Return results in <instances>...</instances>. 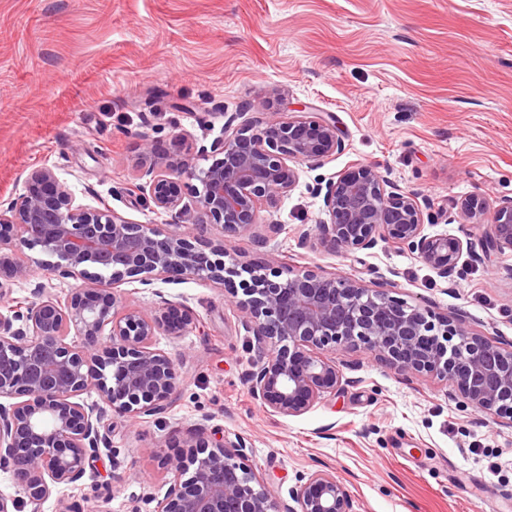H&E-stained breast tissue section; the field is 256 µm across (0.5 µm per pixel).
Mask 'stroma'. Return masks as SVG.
Instances as JSON below:
<instances>
[{"mask_svg": "<svg viewBox=\"0 0 512 512\" xmlns=\"http://www.w3.org/2000/svg\"><path fill=\"white\" fill-rule=\"evenodd\" d=\"M330 112L345 149L299 180L254 231L226 241L239 263L271 251L280 266L393 285L411 304L455 315L471 332L512 343V252L463 255L446 282L385 240L350 254L301 242L323 218L319 179L364 164L419 198L424 232L479 249L484 227L460 201L487 209L512 197V0H0V196L36 167L55 170L77 203L161 224L135 187L145 143L223 139L226 117ZM281 224L267 248L257 238ZM124 304L185 306L196 330L170 352L180 391L161 414L117 422L112 453L41 512H157L161 459L198 429L245 437L278 497L326 467L355 512H512V426L463 405L446 381L344 350V388L300 416H273L245 382L265 352L224 286L196 280L118 283Z\"/></svg>", "mask_w": 512, "mask_h": 512, "instance_id": "obj_1", "label": "stroma"}]
</instances>
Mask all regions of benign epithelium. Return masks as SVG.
<instances>
[{"label":"benign epithelium","instance_id":"benign-epithelium-1","mask_svg":"<svg viewBox=\"0 0 512 512\" xmlns=\"http://www.w3.org/2000/svg\"><path fill=\"white\" fill-rule=\"evenodd\" d=\"M232 123L212 144L220 158L207 167L190 164L188 147L161 152L145 144L149 198L169 215L163 224H136L108 208L78 204L47 166L29 172L21 194L0 200V279L33 285L32 300L0 307V470L26 497L0 495V512H18L21 503L41 512L53 489L75 486L100 449H112L107 418L136 422L163 412L178 395L179 376L156 338H180L196 327L186 308L170 303L120 312L121 296L111 289L76 288L62 301L33 282V269L15 251L38 247L56 258L51 279L81 280L94 266L114 284L135 276L143 286L159 277L225 283L224 241L203 245L187 228L213 224L225 238L251 232L261 209L296 185L290 163L320 166L344 148L329 113L265 112L253 123ZM185 177L197 181L191 205L182 203ZM313 192L326 218L301 241L314 235L326 247L354 252L384 238L442 279L456 271L462 240L424 234L415 196L375 167L324 179ZM484 211L471 195L459 214L480 224ZM507 249L512 197L498 202L482 240L485 257ZM255 266L263 276L241 282L246 298L237 308L258 343L269 346L248 375L251 395L266 412L298 416L336 394L342 375L334 353L358 348L402 372L435 374L456 385L473 409L512 423V349L471 333L463 315L450 318L345 275L306 267L285 272L270 254ZM93 391L101 403L83 399ZM185 447L163 458L170 478L160 512H355L328 470L302 478L287 500L273 495L242 436L210 439L201 432Z\"/></svg>","mask_w":512,"mask_h":512}]
</instances>
